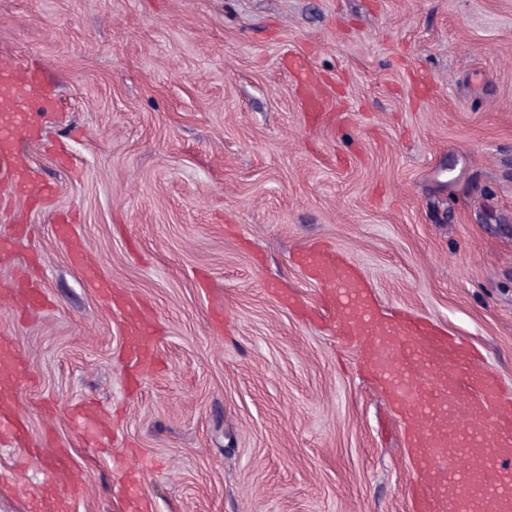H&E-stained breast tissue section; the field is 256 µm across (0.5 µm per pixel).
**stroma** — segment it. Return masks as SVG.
<instances>
[{
	"label": "stroma",
	"mask_w": 512,
	"mask_h": 512,
	"mask_svg": "<svg viewBox=\"0 0 512 512\" xmlns=\"http://www.w3.org/2000/svg\"><path fill=\"white\" fill-rule=\"evenodd\" d=\"M0 53L65 100L20 143L53 193L0 192V289L48 298H0V339L32 442L72 443L87 475L71 512H124L132 489L147 512H412L400 415L295 254L336 249L381 315L464 339L512 396V0H0ZM65 214L155 320L152 366L128 363ZM2 475L0 512L63 487L8 441ZM57 232L67 243L72 262L75 265H81L83 267L84 277L88 287L92 288L102 301L112 305V288L94 266L85 263L84 246L81 241L74 236L72 224H58Z\"/></svg>",
	"instance_id": "obj_1"
}]
</instances>
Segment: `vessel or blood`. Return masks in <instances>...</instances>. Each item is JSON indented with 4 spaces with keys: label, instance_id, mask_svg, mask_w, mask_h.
I'll return each instance as SVG.
<instances>
[{
    "label": "vessel or blood",
    "instance_id": "1",
    "mask_svg": "<svg viewBox=\"0 0 512 512\" xmlns=\"http://www.w3.org/2000/svg\"><path fill=\"white\" fill-rule=\"evenodd\" d=\"M32 106L23 129L28 141L39 140L42 118L59 111L62 102L43 72L11 54L0 55V117L10 118L22 102ZM0 186L17 194H51L50 184L36 181L23 164L17 145L0 140ZM70 258L83 268L89 288L112 303V288L98 270L85 262L84 246L72 224L57 227ZM303 270L328 289L327 306L348 338L360 337L366 347L364 366L379 383L402 417L416 474L414 512H475L474 485L489 496L482 512H512V470L497 462L473 464L474 451L487 444L512 442V406L502 400L495 374L459 342L439 334L426 322L402 316L376 317L373 296L359 269L338 251L317 246L298 255ZM125 330L131 340L128 355L141 366L151 352L141 344L150 330L137 301L121 302ZM10 378L0 379V437L25 446L27 427L13 406ZM59 469L69 473V493L43 500V512H69L72 497L86 487L83 471L71 465V447L48 440Z\"/></svg>",
    "mask_w": 512,
    "mask_h": 512
}]
</instances>
